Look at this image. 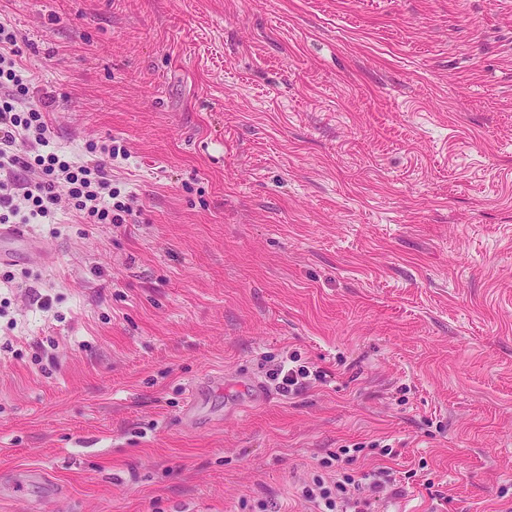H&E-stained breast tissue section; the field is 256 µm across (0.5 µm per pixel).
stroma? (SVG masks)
I'll use <instances>...</instances> for the list:
<instances>
[{"label":"stroma","mask_w":512,"mask_h":512,"mask_svg":"<svg viewBox=\"0 0 512 512\" xmlns=\"http://www.w3.org/2000/svg\"><path fill=\"white\" fill-rule=\"evenodd\" d=\"M1 19L58 146L115 141L134 199L82 224L59 188L54 266H0V512H306L354 443L395 475L375 512H512V0ZM291 353L325 382L279 392Z\"/></svg>","instance_id":"1"}]
</instances>
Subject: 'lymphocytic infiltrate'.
Here are the masks:
<instances>
[{"label":"lymphocytic infiltrate","instance_id":"f902f5d3","mask_svg":"<svg viewBox=\"0 0 512 512\" xmlns=\"http://www.w3.org/2000/svg\"><path fill=\"white\" fill-rule=\"evenodd\" d=\"M20 39L12 25L0 21V223H57L61 185L81 223H125L133 209L108 177L119 148L105 145L99 158L79 160L56 146L50 119L53 99L31 102ZM302 497L312 512H373L361 479L345 471L335 480L317 479L304 486Z\"/></svg>","mask_w":512,"mask_h":512}]
</instances>
